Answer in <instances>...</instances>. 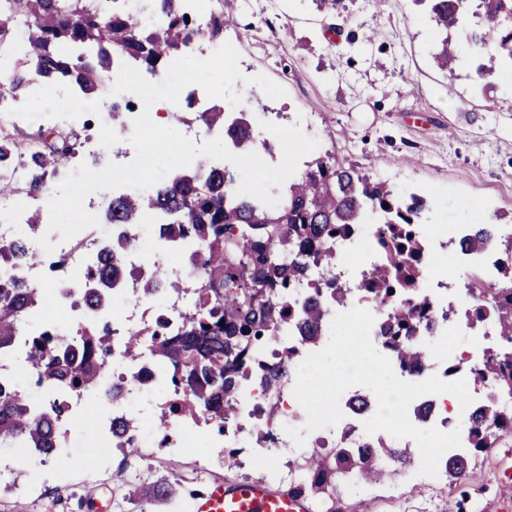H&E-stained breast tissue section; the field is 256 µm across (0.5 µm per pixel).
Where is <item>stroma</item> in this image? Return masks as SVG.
I'll return each mask as SVG.
<instances>
[{
	"label": "stroma",
	"instance_id": "stroma-1",
	"mask_svg": "<svg viewBox=\"0 0 512 512\" xmlns=\"http://www.w3.org/2000/svg\"><path fill=\"white\" fill-rule=\"evenodd\" d=\"M341 17L326 16L313 0H226L233 20L224 39L240 54L244 75L263 74L285 88L273 100L255 85H241L253 112L279 114L283 124L307 113V135L319 145L316 155L335 153L345 166L372 169L393 188L412 187L428 207L422 221L434 235L470 223L473 214L491 213L495 223L512 224V92L505 77L492 78L483 91L474 78L476 48L459 29L450 34L456 48L453 73L437 69L432 55L444 35L428 8L415 0H344ZM72 88L56 89L55 104L26 96L11 131L19 142L40 125L57 121V106L67 103L69 122L81 137L99 134L98 111L78 108ZM498 101L486 109L487 96ZM152 461L140 463L120 451L92 456L76 464L53 458L45 471L17 469L0 485V512H81L91 494L105 493L110 512H138L131 483L146 477L175 476L182 485L176 500L153 512H182L192 495L215 481H261L279 490L276 456L238 458L236 465L216 464L196 473L193 454L169 455L152 449ZM125 469L126 483L112 475ZM399 497L385 485L362 486L344 494L336 512H355L367 500L371 512H487L488 503L512 495V438L476 453L465 480L422 481L413 469L397 478Z\"/></svg>",
	"mask_w": 512,
	"mask_h": 512
}]
</instances>
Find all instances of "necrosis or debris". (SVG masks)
<instances>
[{"mask_svg":"<svg viewBox=\"0 0 512 512\" xmlns=\"http://www.w3.org/2000/svg\"><path fill=\"white\" fill-rule=\"evenodd\" d=\"M376 231L375 225H358L356 232L348 236L334 238L330 247L338 261H345L359 247L367 252L357 265L352 279L338 281L335 269L311 268L305 287L289 289L280 295L281 303L290 304L293 311H300L312 289H319V297L324 303L323 329H330L334 316L340 309L355 307L368 311L373 318H381L384 310L375 291L369 290L371 272L378 264L383 252L371 239ZM113 227L94 228L79 239L58 243L56 248L44 254L40 265L0 264V274L11 276L21 282L42 289L48 296L47 304L69 322L70 336H77L81 327L89 325L93 316L81 304L84 292L83 281L78 278V269L91 265L101 246L113 234ZM191 248L189 241L178 243L159 239L158 247L152 256H145L138 243H131L124 258L129 276L117 280L112 287V298L121 302L123 311L115 320L117 333L113 338L112 361L103 370L98 384L86 393H71L63 388H55L53 396L63 400L67 406V419H74L88 404L96 401L106 408L100 416L103 432H111L112 424L119 418L133 415L143 399H150L152 405L163 412H171L178 406L184 393L174 386L167 385L165 394H158L157 385L165 382V373L155 364L150 348H143L137 362H128L123 354V340L127 332L137 331L150 336L158 319H166L170 326L181 325L196 303V290L199 283L194 272L190 271L179 258ZM168 264L170 282L156 301H147L142 295L141 274L147 273L151 263ZM347 290L344 306H336L329 300V292L335 286ZM415 291L425 303V311L417 324L416 338L423 348L429 349L432 342L447 336L454 325L466 324L472 313L470 305L458 304L454 284L443 278H433L417 283ZM32 320H23L19 333L11 347L0 351V385L21 388L23 383L34 382L35 370L28 359V338L32 335ZM493 315H486L480 331L474 337L468 351L458 356V366L465 370L467 389L475 404H482L488 398H495L502 412L512 415V394L491 395L490 388L477 380L474 368L487 351L504 344ZM295 349L296 361H303L307 355L315 352L313 344L303 341L297 321H290L287 333L267 337L257 352L260 362L269 364L275 361L278 353ZM294 377H286L275 392L265 391L257 382L247 381L240 397L235 400L236 418L225 423L223 430L213 428L198 429L196 422L182 419L174 420L168 433L156 435L146 430L142 423H134L129 430L131 439L137 447L151 448L163 445L169 454L182 455L187 449H195L199 469H208L214 457L219 456L221 448H234L247 455L254 452L275 454L284 457L285 465L279 469L281 480L295 484L307 480L308 474L300 467L290 464L293 456V443L287 436L286 427L303 424L307 414L293 395ZM275 407L276 417L282 425L264 438L258 437L256 427L264 423V413L268 407ZM340 407L344 417L334 427L313 432L312 439L318 448H363L371 445L370 437L360 434L358 422L371 418L375 410L358 409L350 396L340 398ZM408 417L419 428L436 427L448 430L454 428L459 412L447 399L428 402L426 397L416 398L409 406Z\"/></svg>","mask_w":512,"mask_h":512,"instance_id":"1","label":"necrosis or debris"}]
</instances>
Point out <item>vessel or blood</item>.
Returning <instances> with one entry per match:
<instances>
[{
    "label": "vessel or blood",
    "instance_id": "1",
    "mask_svg": "<svg viewBox=\"0 0 512 512\" xmlns=\"http://www.w3.org/2000/svg\"><path fill=\"white\" fill-rule=\"evenodd\" d=\"M196 512H314L312 499L271 489L259 482L209 484Z\"/></svg>",
    "mask_w": 512,
    "mask_h": 512
}]
</instances>
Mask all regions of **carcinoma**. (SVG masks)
I'll use <instances>...</instances> for the list:
<instances>
[{
	"label": "carcinoma",
	"instance_id": "1",
	"mask_svg": "<svg viewBox=\"0 0 512 512\" xmlns=\"http://www.w3.org/2000/svg\"><path fill=\"white\" fill-rule=\"evenodd\" d=\"M118 0H0V45L20 39L14 23L24 18L31 26L29 36L4 77L8 95L18 102L30 88L47 90L71 86L87 97L109 92L106 75L116 61L130 62L140 70L158 72L168 57L189 44L195 27L185 21L180 0H153V10L161 16L155 27L139 22L129 12L115 6ZM435 24L443 29L456 27L467 15L479 19L468 39L480 50L476 71L482 78L493 75L503 65L512 66V0H428ZM210 42L223 43L224 7L215 10L206 26ZM454 58L452 41L444 37L433 59L441 70ZM194 121L209 128L224 127L237 148L249 147L255 139L246 110L240 119L226 124L225 110L214 105L199 113ZM54 126L38 129V147L20 146L8 132H0V168L23 165L31 173L24 186L0 179V197H15L21 189L47 190L69 158L76 155L78 135L70 133L44 145ZM184 169L172 171L164 180L144 191H131L112 198L103 212L107 224H123L137 233L140 224L155 213L188 214V222L170 225V233L191 238L200 246V276L197 302L177 332L159 322L152 339V355L161 368L175 369L171 380L186 391L178 412L183 418L202 417L224 429L232 414V403L240 388L244 356L254 339L273 336L288 327L285 308L272 294L274 288L292 287L307 279L313 266L333 267L336 257L330 240L351 224H364L374 214L385 227L377 238L386 251V262L374 271L370 289L377 290L381 302L391 300V311L381 325L382 346L402 371L420 364L426 353L413 339L416 313L424 303L415 295L393 298L394 290L423 278L425 263L420 242L395 225L417 224L424 210L422 197L403 195L371 173L318 157L300 176L289 178L280 192V201L267 207L257 199L237 194L239 172L229 166L212 167L195 180L183 177ZM40 228V213L28 215L24 230L15 238L0 241V260L33 264L37 254L31 240ZM494 241L491 226L475 224L469 238L473 252L488 249ZM505 258L498 278L487 283L474 274L469 292L490 296L492 312L500 335L512 339V244H504ZM123 248L110 244L104 258L83 275L85 283L97 287L120 272ZM168 278L163 265L148 272L145 297L152 296ZM41 291L24 283L0 277V348L10 346L23 318L31 315L41 300ZM321 312L304 311L303 324L310 338L318 336ZM143 339L137 331L126 334L125 357L138 359ZM75 349L69 338L48 324L30 337L31 355L39 367L38 382L65 386L74 392L95 385L104 360L112 353V322L98 321L81 338ZM284 362L260 366L253 372L264 387L276 389L287 374L292 353ZM474 375L495 392L512 393V349L504 347L487 353ZM64 408L52 402L40 414L31 410L26 393H0V443L14 448H31L46 456L57 453L60 430L56 421ZM512 415L504 414L494 401L470 413L465 428L470 445L477 452L498 447L495 429ZM413 450L379 444L351 453L338 448L322 454L316 450L301 459L310 480L289 487V491L314 498L336 496L347 473L364 485L392 479L411 466ZM468 459H448V478L462 480L468 473ZM142 504L168 501L175 497L173 483L165 478L147 479L134 489Z\"/></svg>",
	"mask_w": 512,
	"mask_h": 512
}]
</instances>
